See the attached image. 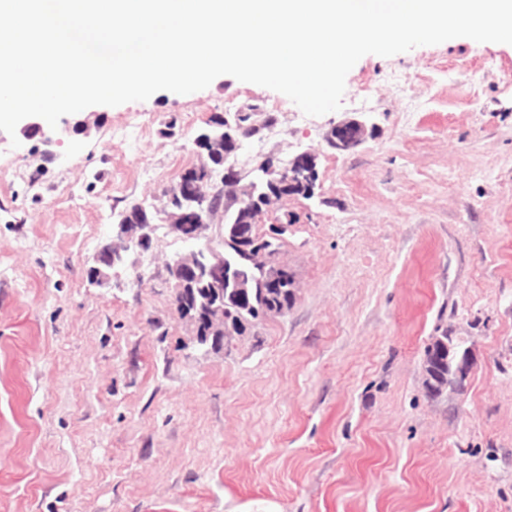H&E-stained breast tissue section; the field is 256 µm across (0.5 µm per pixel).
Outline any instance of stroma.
I'll use <instances>...</instances> for the list:
<instances>
[{
	"label": "stroma",
	"mask_w": 512,
	"mask_h": 512,
	"mask_svg": "<svg viewBox=\"0 0 512 512\" xmlns=\"http://www.w3.org/2000/svg\"><path fill=\"white\" fill-rule=\"evenodd\" d=\"M287 101L222 75L92 106L49 149L0 131V512H512V45L368 54L339 110ZM238 112L261 145L240 177L308 151L318 178L257 226L294 218L292 307L208 351L167 270L183 240L88 270ZM352 119L372 136L332 148ZM447 329L474 366L435 398L424 350Z\"/></svg>",
	"instance_id": "stroma-1"
}]
</instances>
